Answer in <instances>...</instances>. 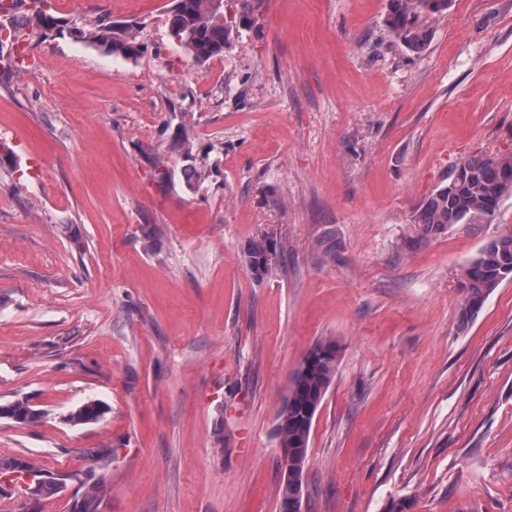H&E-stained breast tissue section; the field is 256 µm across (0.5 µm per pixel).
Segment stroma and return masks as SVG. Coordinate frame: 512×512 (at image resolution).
I'll return each instance as SVG.
<instances>
[{"mask_svg":"<svg viewBox=\"0 0 512 512\" xmlns=\"http://www.w3.org/2000/svg\"><path fill=\"white\" fill-rule=\"evenodd\" d=\"M170 3L48 0L67 29L135 23L145 54L53 32L0 75V403L43 413L0 418V456L66 483L0 479V512H72L101 478V512H279L278 414L322 340L301 512H512V281L460 319L512 196L489 223L412 222L461 159L512 152V0H449L419 54L388 0H250L203 64ZM184 125L215 169L197 191L150 163ZM90 399L105 415L67 422ZM245 263L255 279H263L272 268L274 248L270 240L262 238L254 240L244 253ZM4 410L17 420L24 423H34L42 417V412L33 408L27 399L17 398L4 404Z\"/></svg>","mask_w":512,"mask_h":512,"instance_id":"35a3bbf8","label":"stroma"}]
</instances>
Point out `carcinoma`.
Wrapping results in <instances>:
<instances>
[{
	"label": "carcinoma",
	"mask_w": 512,
	"mask_h": 512,
	"mask_svg": "<svg viewBox=\"0 0 512 512\" xmlns=\"http://www.w3.org/2000/svg\"><path fill=\"white\" fill-rule=\"evenodd\" d=\"M245 11L227 17L224 0H171L167 9L169 32L179 47L196 62L205 63L231 51L239 42L241 31L254 24L249 2ZM448 10V0H389L384 26L396 41L413 53L422 52L431 36L429 22ZM59 30V18L50 9H41L28 20L25 28H8L0 36V70L11 72L22 67L12 61L5 49L23 37L46 35ZM69 35L105 54L136 60L145 46L135 33V26L99 18L90 27H73ZM512 195V153L472 156L457 163L437 189L415 210L413 223L427 238L451 224H479L497 214L503 198ZM245 263L257 280L272 268L274 248L270 240L253 241L244 253ZM512 278V230L492 239L468 265L465 272L467 296L461 305L462 324H467L482 309L487 296L503 281ZM338 369L336 344L319 341L307 353L295 371L285 404L279 413V443L288 448V466L303 475L308 461V442L314 417L333 384ZM5 411L24 423H34L42 412L24 398L4 404ZM106 413L104 404L88 400L69 414V420L86 424ZM35 470L20 458H0V477L11 473L13 480L25 482L21 475ZM78 512H100L101 487L92 486L79 497Z\"/></svg>",
	"instance_id": "cac0c4a2"
}]
</instances>
